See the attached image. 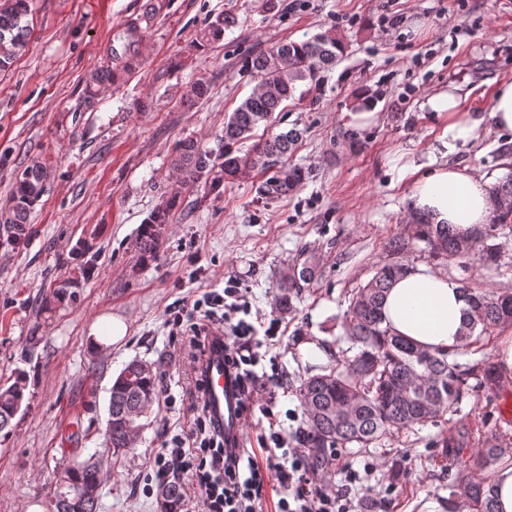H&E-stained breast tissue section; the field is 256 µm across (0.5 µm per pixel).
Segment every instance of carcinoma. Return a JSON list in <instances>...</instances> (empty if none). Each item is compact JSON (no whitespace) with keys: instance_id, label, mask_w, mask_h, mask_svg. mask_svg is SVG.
<instances>
[{"instance_id":"1","label":"carcinoma","mask_w":512,"mask_h":512,"mask_svg":"<svg viewBox=\"0 0 512 512\" xmlns=\"http://www.w3.org/2000/svg\"><path fill=\"white\" fill-rule=\"evenodd\" d=\"M30 0H0V71L8 70L23 55L28 45L30 28L25 18ZM239 24L238 16L219 14L203 31V39L216 41L224 31ZM123 52L112 51L115 65H106L94 75L99 84L114 83L131 68L127 53L139 41V26L131 23L120 35ZM344 51L336 36L327 32L300 42L276 44L250 56L245 70L256 85L235 110L224 120V152L215 156L195 143L184 142L173 160L182 174V189L200 183L218 192L224 182L249 177L255 170H273L261 188L262 195L279 199L300 188L308 178L300 167L285 168L282 159L292 154L302 131L292 127L260 138L248 152L239 155L238 146L250 138L261 123L272 119L283 102L301 95L322 93L325 72L335 65ZM48 168L40 160L27 165L16 178L13 204L0 213V234L18 243L29 233L30 209L45 192ZM494 203L487 224H478L469 233L451 224H434L423 214L413 216V234L408 239L396 234L388 239V259L379 263L366 284L353 290L344 312V339L349 346L331 355L330 362L317 367V372L304 377L298 387L303 419L298 445L309 449L311 467L329 472L335 465L336 451L349 448L366 449L403 431L417 426L434 425L457 411L476 384L488 382L501 389L502 376L492 360L488 347L496 333L512 326V289L487 288L469 278L459 280L460 290L470 311L456 344L446 353H436L384 326L383 305L396 280L413 267L398 261L410 241L424 244L423 251L433 259L454 260L475 256L483 265L498 266L501 246L493 239L512 234V173L491 185ZM178 194L163 198L155 207L149 229L135 242L144 254L159 247L160 229L169 223L179 206ZM315 280V266L306 259L293 265L288 274V296L282 298L285 308ZM473 355L475 359L461 363L457 357ZM29 373L15 371L0 385V432L24 409ZM163 390V374L149 361L128 362L109 389L106 428L112 446V457L122 459L130 450L136 434L145 427L150 407L159 401ZM512 454V447L481 448L467 458L459 454L449 459L450 465L468 473L461 490L469 504V512H498L495 469ZM70 486L87 483L102 486L108 478L101 464L87 459L66 468ZM158 497L164 512H180L181 491L177 483H161Z\"/></svg>"}]
</instances>
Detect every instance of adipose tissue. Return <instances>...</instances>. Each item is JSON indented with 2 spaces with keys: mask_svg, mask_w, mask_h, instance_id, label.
<instances>
[{
  "mask_svg": "<svg viewBox=\"0 0 512 512\" xmlns=\"http://www.w3.org/2000/svg\"><path fill=\"white\" fill-rule=\"evenodd\" d=\"M429 105L441 119L443 131L426 159L411 155L403 165L413 178L412 207L432 223L452 224L466 232L490 219L489 183L475 171L445 164L444 159L450 143L478 137L481 121L462 107L452 91L434 96ZM467 311L457 281L423 265L393 285L383 307L385 326L433 351L455 345Z\"/></svg>",
  "mask_w": 512,
  "mask_h": 512,
  "instance_id": "ef3b65f1",
  "label": "adipose tissue"
}]
</instances>
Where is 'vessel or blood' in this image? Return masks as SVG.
I'll use <instances>...</instances> for the list:
<instances>
[{"label":"vessel or blood","instance_id":"1","mask_svg":"<svg viewBox=\"0 0 512 512\" xmlns=\"http://www.w3.org/2000/svg\"><path fill=\"white\" fill-rule=\"evenodd\" d=\"M202 392L207 414L226 445L240 444L243 419L241 394L224 365V341L212 340L202 364Z\"/></svg>","mask_w":512,"mask_h":512}]
</instances>
